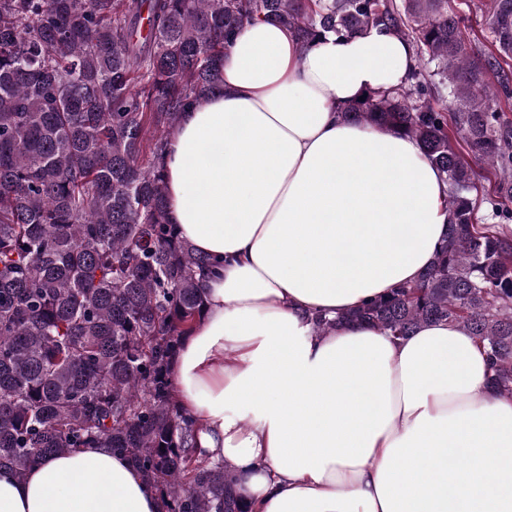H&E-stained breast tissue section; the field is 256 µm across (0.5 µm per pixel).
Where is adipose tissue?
Returning a JSON list of instances; mask_svg holds the SVG:
<instances>
[{
  "label": "adipose tissue",
  "mask_w": 512,
  "mask_h": 512,
  "mask_svg": "<svg viewBox=\"0 0 512 512\" xmlns=\"http://www.w3.org/2000/svg\"><path fill=\"white\" fill-rule=\"evenodd\" d=\"M413 63L381 26L302 51L280 25H249L168 145L169 218L219 264L172 383L253 512H512V397L465 327L396 339L310 323L416 282L447 230L448 186L419 144L337 110ZM158 509L108 448L0 471V512Z\"/></svg>",
  "instance_id": "ef3b65f1"
}]
</instances>
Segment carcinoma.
Returning <instances> with one entry per match:
<instances>
[{"label": "carcinoma", "mask_w": 512, "mask_h": 512, "mask_svg": "<svg viewBox=\"0 0 512 512\" xmlns=\"http://www.w3.org/2000/svg\"><path fill=\"white\" fill-rule=\"evenodd\" d=\"M0 0V469L107 447L159 512H252L198 446L171 366L206 309L211 266L168 220L163 157L221 87L241 29L300 49L383 25L415 64L342 117L416 139L448 184V232L419 280L330 320L395 337L460 325L512 397V0ZM480 14L481 28L469 25ZM494 177L478 198L469 157ZM487 213L478 215L481 205Z\"/></svg>", "instance_id": "cac0c4a2"}]
</instances>
